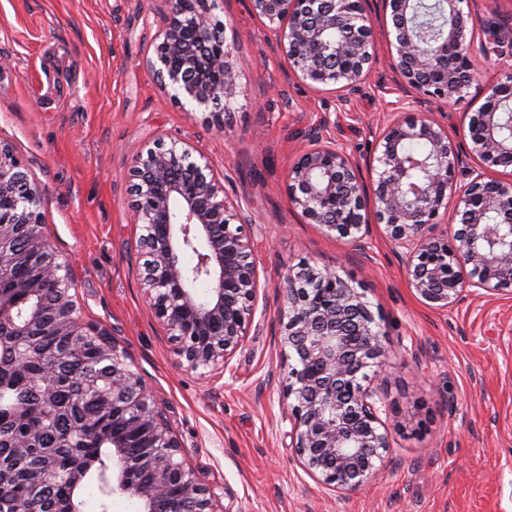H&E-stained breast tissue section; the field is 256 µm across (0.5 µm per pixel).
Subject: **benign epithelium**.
<instances>
[{
  "instance_id": "obj_1",
  "label": "benign epithelium",
  "mask_w": 512,
  "mask_h": 512,
  "mask_svg": "<svg viewBox=\"0 0 512 512\" xmlns=\"http://www.w3.org/2000/svg\"><path fill=\"white\" fill-rule=\"evenodd\" d=\"M145 66L159 88L173 91L192 110L224 131L223 104L237 95L240 70L233 50L213 22L218 0H164ZM268 22L289 68L315 88L352 95L370 75L374 54L371 0H250ZM390 20V67L404 94V114L379 135L366 166L308 135V146L287 174L288 199L309 224H318L358 251L366 248L369 215L385 226L407 257V276L417 298L446 309L462 293L512 295V71L489 85L484 102L466 113L463 145L433 109L466 97L461 74L487 59L501 43L500 31L479 16L471 0H437L442 34L428 39L420 25L421 0H379ZM419 143L426 177L407 178L406 149ZM509 178L493 176L496 169ZM128 206L144 262L141 285L151 311L175 344L179 364L203 376L228 368L248 336L258 278L249 241L240 225L248 211L224 192L209 158L198 149L157 134L131 158ZM465 221L451 239L432 229L449 199ZM39 183L0 142V332L31 336L46 325L60 348L94 344L87 388L101 409L126 420L112 436V488L135 497L142 512H162L176 494L184 512H233L223 503L225 485L187 466L166 409L147 392L127 354L110 332L85 320L70 294L41 220ZM196 256L188 266L184 255ZM210 285L207 297L195 285ZM280 342L294 363L288 367L290 443L299 466L327 489L356 492L390 449L375 392L363 385L367 370L386 364L384 333L364 295L336 273L310 264L289 269L283 283ZM41 400L54 406V370L40 374ZM140 448L130 465L125 449ZM45 453L41 469L25 473L37 487L53 468Z\"/></svg>"
}]
</instances>
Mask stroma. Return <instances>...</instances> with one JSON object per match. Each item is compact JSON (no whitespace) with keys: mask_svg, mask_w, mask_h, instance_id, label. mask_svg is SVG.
<instances>
[{"mask_svg":"<svg viewBox=\"0 0 512 512\" xmlns=\"http://www.w3.org/2000/svg\"><path fill=\"white\" fill-rule=\"evenodd\" d=\"M162 0H0V141L41 184V219L72 262V293L101 323L168 410L186 462L225 483L237 512H512V297L464 294L446 311L412 292L405 261L381 231L365 251L304 223L286 175L310 131L366 161L403 93L388 67L387 27L374 16L376 59L348 99L296 77L249 0L213 11L241 65L231 126L217 132L186 111L143 67ZM503 25L501 51L478 60L467 99L448 119L463 140V114L512 66V0H475ZM163 133L202 150L252 221L258 275L251 326L224 374L179 368L174 346L138 281L127 205L128 161ZM307 262L362 292L386 336L387 364L369 385L381 399L391 448L355 493L319 485L289 446L279 343L280 285Z\"/></svg>","mask_w":512,"mask_h":512,"instance_id":"1","label":"stroma"}]
</instances>
